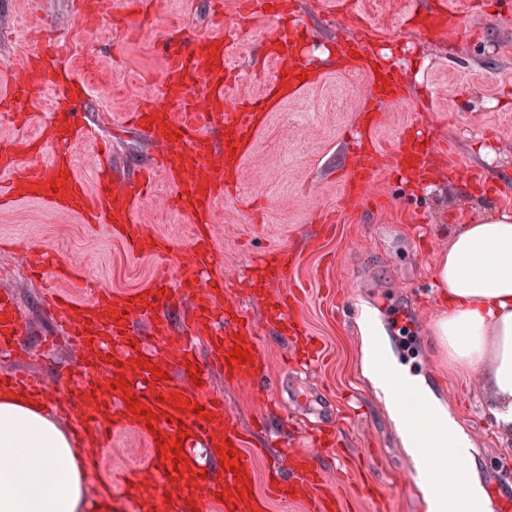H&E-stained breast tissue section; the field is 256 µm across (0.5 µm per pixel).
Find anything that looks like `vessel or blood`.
<instances>
[{
	"label": "vessel or blood",
	"instance_id": "vessel-or-blood-1",
	"mask_svg": "<svg viewBox=\"0 0 512 512\" xmlns=\"http://www.w3.org/2000/svg\"><path fill=\"white\" fill-rule=\"evenodd\" d=\"M301 33L290 22L275 37L277 50L270 58L284 72L293 92L310 85L308 68L297 55ZM167 67L156 93L146 97L129 115L133 127L159 147L149 169L125 176L112 167L109 152H101L93 187H86L67 156L38 165L34 137L16 127L0 145V207L37 202L52 211L79 218L87 224L107 225L113 238L138 255H159L167 246L136 219L149 193L154 174H163L174 187L179 208L196 226L192 242L193 267L177 281L161 275L145 288L118 293L99 289L94 299L79 300L63 293L56 280L71 271L47 250L25 248L22 259L30 268L44 269L42 301L57 335L76 342L81 351L78 370L64 379L72 398L70 410L77 427L91 435L90 452L102 447L108 434L128 431L143 436L148 458L123 470L112 482L123 494L117 506L133 502L147 512H269L271 501L304 504L306 512H338L340 502L324 489L316 448L331 446L328 433L311 437L312 450L283 448L288 470L269 468L266 490L254 486L253 470L244 450L248 440L235 417L224 411L210 390V377L199 360L197 347L205 345L210 363L224 370L225 379L251 387L264 371L256 325L238 308L224 306V280L216 276V247L209 224L215 202L231 197V178L240 176L244 159L262 127L260 116L277 97L276 84L251 98L245 108L229 105L224 72L231 59L223 35L211 34L179 44L160 41ZM351 70L363 73L371 97L364 111L371 118L359 132L358 167L345 182V206L360 202L366 183L383 171L423 174L426 154L416 149V136L399 135L393 151L383 152L373 137L384 122L385 106L404 102L407 92L398 74L378 64L365 36H358L350 57ZM56 86L69 98L63 112H52L41 130H53L65 145L91 137L81 107L85 96L72 89L68 74L54 58L33 47L22 54L7 85L0 87V103L8 111L0 122H11V108L38 98L44 84ZM260 262L268 273L267 320L293 336L307 364L319 363L322 347L295 318L302 290L295 279L299 255L277 247ZM18 299L0 291V353L25 349L31 336L18 312ZM149 322V333L132 336L129 320ZM245 349L248 360L230 362L228 353ZM177 353L183 377H197L184 385L169 374L164 356ZM0 389L38 396L39 384L18 372L0 373ZM138 410H131V402Z\"/></svg>",
	"mask_w": 512,
	"mask_h": 512
}]
</instances>
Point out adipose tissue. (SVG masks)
Instances as JSON below:
<instances>
[{
    "mask_svg": "<svg viewBox=\"0 0 512 512\" xmlns=\"http://www.w3.org/2000/svg\"><path fill=\"white\" fill-rule=\"evenodd\" d=\"M441 308L432 329L461 370H487L490 410L512 436V212L467 218L436 260ZM363 308L364 367L380 391L419 471L429 512H488L474 476L470 444L445 408L399 366ZM453 449V471L430 470L424 450ZM86 459L40 401L0 392V512H113L111 499L89 501Z\"/></svg>",
    "mask_w": 512,
    "mask_h": 512,
    "instance_id": "ef3b65f1",
    "label": "adipose tissue"
}]
</instances>
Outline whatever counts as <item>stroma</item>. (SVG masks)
Here are the masks:
<instances>
[{"label":"stroma","instance_id":"obj_1","mask_svg":"<svg viewBox=\"0 0 512 512\" xmlns=\"http://www.w3.org/2000/svg\"><path fill=\"white\" fill-rule=\"evenodd\" d=\"M223 2L218 20L212 0H112L113 15L134 19L131 27L115 28L74 20V0H39L69 66L89 86L88 123L109 143L112 160L124 173L136 172L154 152L145 134L122 123L141 97V84L161 80L166 61L155 47L159 35L180 42L222 27L234 46L227 73L232 97L259 93L272 79L275 67L256 47L269 37L273 22L243 26L237 0ZM327 2L296 0L303 22L317 31L305 48L316 84L268 114L243 163L236 199L217 201L210 223L223 255V275L233 281L249 274L267 250L288 245L301 251L297 279L307 289L302 317L323 342L326 360L312 367L296 364L290 341L268 331L262 301L250 298L244 307L258 327L272 382L269 396L260 398L218 373L213 388L252 436L257 488H264L265 470L280 443L308 447V436L320 423L314 410L319 404L336 427V451L322 459L321 468L328 486L343 496L342 512H373L369 489L374 485L389 496L387 512H427L416 465L364 373L356 313L370 307L399 364L423 381L467 435L474 472L491 505H499L512 497V441L498 435L485 379L449 362L431 321L440 308L433 268L461 214L512 210V0H446L463 31L444 39L409 31L404 15L410 7L427 10L436 0H335V20L326 12ZM361 26L383 54L405 67L415 91L413 100L388 106L385 123L374 133L379 149L392 148L406 126H419L447 142L463 164L496 177L500 192L441 173L420 185L387 175L367 186L365 208L339 212L342 179L350 166L345 141L369 93L367 77L345 68L341 42ZM33 29L28 0H0V81ZM173 194L165 179L157 178L138 213L149 231L172 242L167 257L130 254L106 227L35 203L0 209V240L22 238L55 250L62 264L76 265L92 288L140 289L158 275L172 277L189 266L194 226L172 205ZM257 197L263 202L262 220L254 223L249 205ZM315 236L321 240L317 251L306 245ZM1 288L15 292L35 331L46 328L39 287L8 248L0 250ZM77 358L62 342L27 359H0V371L23 369L41 377L51 405L64 399L58 380L75 369ZM131 452L146 457V439L133 432L112 439L96 457L98 476L108 480L127 468Z\"/></svg>","mask_w":512,"mask_h":512}]
</instances>
